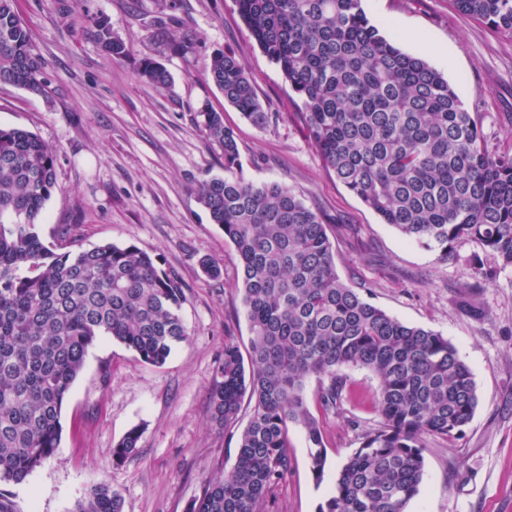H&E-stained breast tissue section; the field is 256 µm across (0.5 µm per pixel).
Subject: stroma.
<instances>
[{"mask_svg": "<svg viewBox=\"0 0 512 512\" xmlns=\"http://www.w3.org/2000/svg\"><path fill=\"white\" fill-rule=\"evenodd\" d=\"M362 6L385 36L447 77L494 150L512 154V33L461 15L454 0ZM16 7L42 59L47 92L0 86V127L31 131L57 149L58 188L45 205L42 236L54 240L66 226L74 249L112 242L150 254L185 289L190 340L157 367L100 337L63 406L53 456L24 482L0 481V497L14 512H75L102 482L121 493L124 512H185L216 465L235 463L237 439L212 424L209 397L225 342L248 351L250 332L235 286V249L197 201L199 183L224 174L223 156L197 122L205 107L233 128L245 179L287 184L322 212L341 280L389 315L448 338L472 371L474 416L457 438L430 440L424 480L407 512H512V268L470 241L457 245L456 261L441 262L327 173L296 96L233 0H16ZM96 17L127 44V58L101 47ZM168 33L188 41L190 51H173ZM228 49L274 114L265 128L250 124L201 75L205 59ZM146 56L167 69L171 89L138 79ZM205 258L220 263V278L203 273ZM478 269L487 278L475 280ZM345 375L334 412L321 413L317 381L306 389L323 425V478L310 470L304 431L289 427L291 470L264 512H315L378 425L375 376L359 368ZM136 426V454L113 464L114 446Z\"/></svg>", "mask_w": 512, "mask_h": 512, "instance_id": "obj_1", "label": "stroma"}]
</instances>
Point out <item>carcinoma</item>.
<instances>
[{"instance_id":"1","label":"carcinoma","mask_w":512,"mask_h":512,"mask_svg":"<svg viewBox=\"0 0 512 512\" xmlns=\"http://www.w3.org/2000/svg\"><path fill=\"white\" fill-rule=\"evenodd\" d=\"M251 38L301 101L300 117L324 168L407 240L455 261L472 241L512 266V155L490 149L448 79L372 25L362 0H233ZM465 16L512 32V0H455ZM98 40L114 59L129 55L103 18ZM203 75L258 128L271 115L239 59L218 51ZM138 77L172 79L144 58ZM46 93L42 62L16 0H0V85ZM224 176L197 191L239 261L236 287L250 330L249 364L224 343L210 394L212 421L235 428L250 416L233 468L217 465L186 512H263L291 470L288 428L305 431L316 480L327 462L306 384L319 382L328 411L346 387L342 370L378 380L380 424L343 463L317 512H406L424 476L426 442L454 439L478 405L472 372L441 334L404 323L343 282L323 216L288 185L237 172L240 153L224 115L198 113ZM58 188L57 152L20 128L0 127V480L24 481L59 447L63 406L101 336L152 366L189 341L177 277L134 245L73 252L45 242L39 226ZM140 430L112 448L120 464ZM119 491L93 487L77 512H123Z\"/></svg>"}]
</instances>
